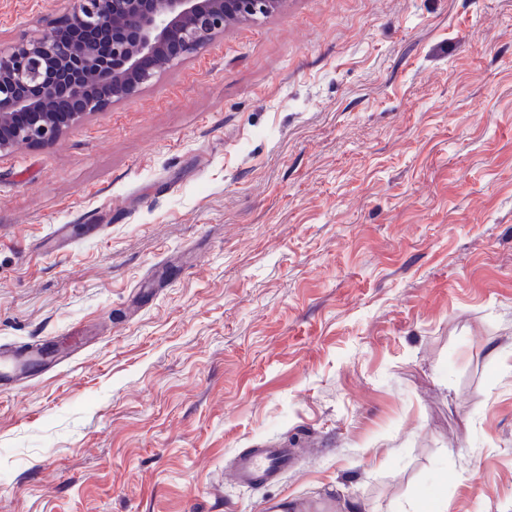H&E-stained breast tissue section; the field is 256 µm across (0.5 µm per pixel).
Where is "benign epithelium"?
Returning <instances> with one entry per match:
<instances>
[{
	"label": "benign epithelium",
	"instance_id": "7a95c632",
	"mask_svg": "<svg viewBox=\"0 0 512 512\" xmlns=\"http://www.w3.org/2000/svg\"><path fill=\"white\" fill-rule=\"evenodd\" d=\"M279 0H73L68 18L95 37L64 42L52 26L0 49V153L55 140L86 115L131 99L157 72Z\"/></svg>",
	"mask_w": 512,
	"mask_h": 512
}]
</instances>
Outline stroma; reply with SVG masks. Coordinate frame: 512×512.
Listing matches in <instances>:
<instances>
[{
  "mask_svg": "<svg viewBox=\"0 0 512 512\" xmlns=\"http://www.w3.org/2000/svg\"><path fill=\"white\" fill-rule=\"evenodd\" d=\"M74 336L0 512H512V0H280L0 154V344ZM288 461V449L257 448L239 457L233 476L243 484L265 483L273 480Z\"/></svg>",
  "mask_w": 512,
  "mask_h": 512,
  "instance_id": "stroma-1",
  "label": "stroma"
}]
</instances>
